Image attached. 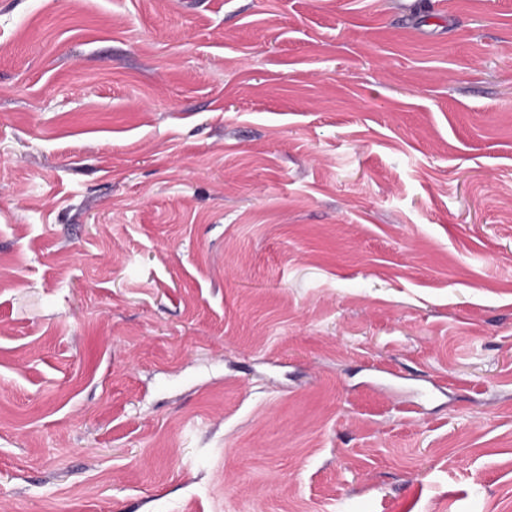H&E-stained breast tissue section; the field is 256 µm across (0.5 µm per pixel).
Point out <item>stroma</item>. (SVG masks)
Here are the masks:
<instances>
[{
    "instance_id": "stroma-1",
    "label": "stroma",
    "mask_w": 512,
    "mask_h": 512,
    "mask_svg": "<svg viewBox=\"0 0 512 512\" xmlns=\"http://www.w3.org/2000/svg\"><path fill=\"white\" fill-rule=\"evenodd\" d=\"M0 512H512V0H0Z\"/></svg>"
}]
</instances>
